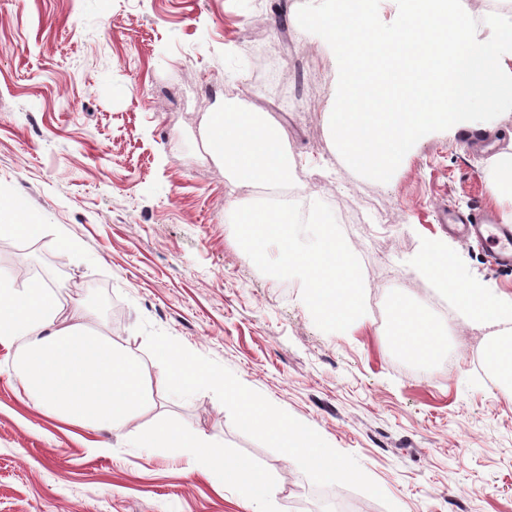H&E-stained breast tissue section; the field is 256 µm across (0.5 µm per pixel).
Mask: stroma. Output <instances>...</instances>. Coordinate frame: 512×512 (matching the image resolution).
Here are the masks:
<instances>
[{"mask_svg": "<svg viewBox=\"0 0 512 512\" xmlns=\"http://www.w3.org/2000/svg\"><path fill=\"white\" fill-rule=\"evenodd\" d=\"M303 2L0 0V202L43 225L0 248L145 363L178 344L311 427L348 476L305 469L211 387L158 389L155 409L102 437L111 454H90L96 433L22 402L16 352L0 347V512H251L187 458L140 447L137 430L162 422L266 473L272 512H310L325 493L351 512H512V395L473 367L485 330L444 324L446 347L421 359L378 324L381 301L434 291L406 264L429 239L447 241L465 278L512 292V267L449 237L439 212L512 211L487 181L512 112L487 133L473 122L425 135L388 182L358 175L326 121L336 57L299 26ZM227 103L280 125L305 201L342 219L367 308L346 334L321 331L298 280L261 273L237 243L231 185L197 140L201 117ZM62 227L83 252L59 255Z\"/></svg>", "mask_w": 512, "mask_h": 512, "instance_id": "obj_1", "label": "stroma"}]
</instances>
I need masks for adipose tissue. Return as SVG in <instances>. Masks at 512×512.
<instances>
[{"mask_svg":"<svg viewBox=\"0 0 512 512\" xmlns=\"http://www.w3.org/2000/svg\"><path fill=\"white\" fill-rule=\"evenodd\" d=\"M205 153L223 168L233 187L287 182L296 166L278 127L260 112L225 106L205 115L198 128ZM414 271L450 296L465 323L495 327L479 355L497 382L512 387V296L485 284L462 279L448 262L447 244L425 241ZM391 335L404 351L425 358L442 343L433 311L398 298L393 305ZM19 344L17 378L28 403L69 425L92 432L121 431L155 406V387L190 389L204 385L223 390L243 419L274 436L290 457L324 479L346 473L336 451L309 427L288 420L271 404L234 379L213 371L184 349L160 345L153 366L121 350L111 335L87 329L81 313L63 316L56 289L39 279L23 285L0 279V344ZM139 440L166 457H189L198 473L240 487L253 512H263L275 493L268 477L249 465L228 459L210 435L163 424L144 431Z\"/></svg>","mask_w":512,"mask_h":512,"instance_id":"obj_1","label":"adipose tissue"}]
</instances>
